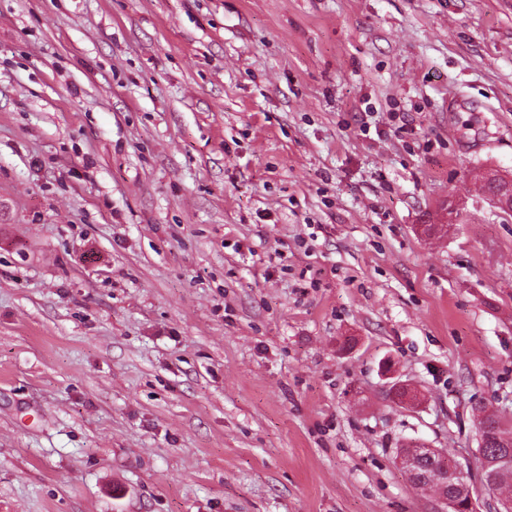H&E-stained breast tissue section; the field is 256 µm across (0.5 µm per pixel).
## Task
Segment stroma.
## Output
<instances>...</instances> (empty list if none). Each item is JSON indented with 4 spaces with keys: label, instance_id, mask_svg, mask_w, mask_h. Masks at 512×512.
<instances>
[{
    "label": "stroma",
    "instance_id": "obj_1",
    "mask_svg": "<svg viewBox=\"0 0 512 512\" xmlns=\"http://www.w3.org/2000/svg\"><path fill=\"white\" fill-rule=\"evenodd\" d=\"M485 169L512 0H0V512H440L409 441L495 512ZM480 437L486 442L485 458H494L503 449L512 448V434L502 429L495 415L483 414L479 419ZM412 450L408 455H402L400 456V462L402 467L405 469V471L412 477L416 478L418 474V466H419V459L424 456H430L432 455V452L435 451L439 453L438 450L435 448H428L425 445L419 444L417 446L411 447ZM437 461L433 459L432 457H424L421 461V467L420 470L422 473L430 474L432 473L436 466Z\"/></svg>",
    "mask_w": 512,
    "mask_h": 512
}]
</instances>
